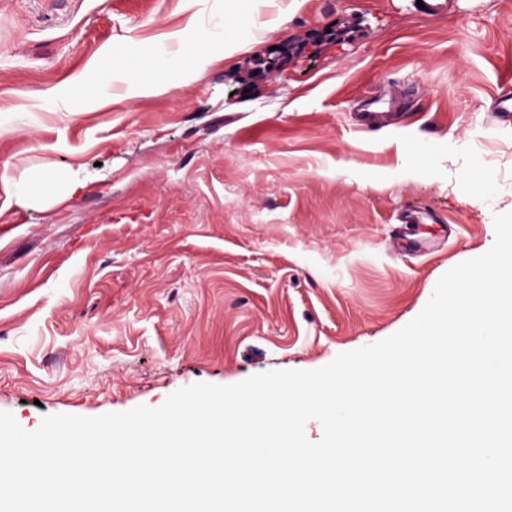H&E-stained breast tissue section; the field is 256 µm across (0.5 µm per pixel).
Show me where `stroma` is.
<instances>
[{
  "instance_id": "stroma-1",
  "label": "stroma",
  "mask_w": 512,
  "mask_h": 512,
  "mask_svg": "<svg viewBox=\"0 0 512 512\" xmlns=\"http://www.w3.org/2000/svg\"><path fill=\"white\" fill-rule=\"evenodd\" d=\"M0 0V411L161 406L197 383L314 370L417 316L512 211V0ZM286 49L280 70L257 60ZM165 50L169 91L129 96ZM211 62L196 67L197 56ZM115 69L105 103L78 82ZM394 100L377 129L359 103ZM50 173L53 190L11 183ZM84 190L67 196L75 176ZM432 251L399 250L398 215Z\"/></svg>"
}]
</instances>
